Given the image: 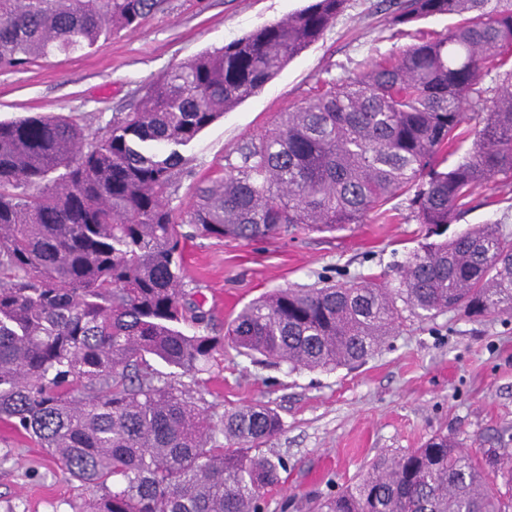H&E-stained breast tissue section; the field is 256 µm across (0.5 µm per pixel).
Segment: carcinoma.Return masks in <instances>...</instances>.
Returning <instances> with one entry per match:
<instances>
[{"instance_id":"cac0c4a2","label":"carcinoma","mask_w":512,"mask_h":512,"mask_svg":"<svg viewBox=\"0 0 512 512\" xmlns=\"http://www.w3.org/2000/svg\"><path fill=\"white\" fill-rule=\"evenodd\" d=\"M348 0H313L179 64L91 137L65 116L0 122V420L91 493L80 512H261L285 469L261 452L277 413L214 418L153 367L203 371L229 345L291 369L371 357L408 311L512 313V234L481 224L411 254L396 283L282 288L245 305L224 338L181 272L182 225L255 239L302 224L334 232L407 194L420 223L457 220L475 189L512 179V0H396L391 21L457 16L448 33L318 87L237 148L178 218L169 202L191 144L318 42ZM162 0H0V70L93 49ZM501 69L499 83L479 87ZM473 124L474 140L447 171ZM195 328L191 334L181 326ZM512 457L488 468L458 441L378 457L316 512H506Z\"/></svg>"}]
</instances>
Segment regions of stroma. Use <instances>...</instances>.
Segmentation results:
<instances>
[{"label": "stroma", "instance_id": "obj_1", "mask_svg": "<svg viewBox=\"0 0 512 512\" xmlns=\"http://www.w3.org/2000/svg\"><path fill=\"white\" fill-rule=\"evenodd\" d=\"M307 4L163 0L136 30L114 33L95 50L0 71V120L63 115L87 134L100 135L171 67ZM389 16L385 0H348L316 44L205 128L182 155L194 160L199 174L222 170L228 155L301 103L318 79L346 77L420 38L441 36L455 23L436 16L395 26ZM388 209L386 223L370 220L333 233L298 228L256 240L201 237L184 225L183 273L194 301L210 317L208 334L223 335L241 308L277 288L392 278L429 237L408 196L394 198ZM477 224L512 233V185L478 189L469 211L445 225L443 235L450 239ZM182 381L213 415L255 402L279 414L282 429L263 450L282 456L286 468L266 493L264 512H311L314 500L351 484L377 457L421 447L439 434L455 437L467 454L483 460L512 456V313L410 314L364 363L331 372L254 363L228 347L205 371ZM88 495L45 449L0 421V512H79Z\"/></svg>", "mask_w": 512, "mask_h": 512}]
</instances>
